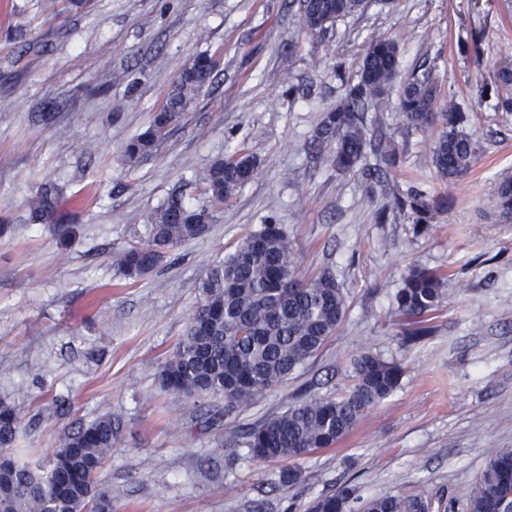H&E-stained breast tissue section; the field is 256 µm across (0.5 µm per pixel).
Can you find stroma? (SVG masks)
<instances>
[{"mask_svg": "<svg viewBox=\"0 0 512 512\" xmlns=\"http://www.w3.org/2000/svg\"><path fill=\"white\" fill-rule=\"evenodd\" d=\"M380 36L397 39L401 75L429 67L441 95L475 111L464 131L478 159L453 186L432 164L442 124H409L396 85L378 131L397 161L380 181L363 174L372 154L345 172L333 147H311ZM200 52L216 63L212 85L148 159L126 164L125 143ZM507 64L512 0H366L322 34L300 0H0V398L22 419L19 455L47 467L65 434L108 413L119 433L98 483L112 512H306L348 479L364 498L404 489L465 512L489 458L512 448V221L491 218L512 173V112L495 106L512 98L496 82ZM236 145L259 167L209 233L122 277L115 257L145 241L146 215ZM46 180L76 231L65 250L51 223L28 220ZM412 189L451 195L430 231L393 204ZM269 222L286 230L298 276L331 270L346 315L287 381L228 418L223 398L163 390L159 374L203 272ZM416 268L448 286L438 310L409 319L394 294ZM364 353L399 365V386L342 442L295 461L296 485L282 486V463L234 447L242 427L289 404L347 394Z\"/></svg>", "mask_w": 512, "mask_h": 512, "instance_id": "1", "label": "stroma"}]
</instances>
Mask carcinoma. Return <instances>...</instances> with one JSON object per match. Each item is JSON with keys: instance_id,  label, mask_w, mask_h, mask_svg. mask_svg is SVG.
<instances>
[{"instance_id": "cac0c4a2", "label": "carcinoma", "mask_w": 512, "mask_h": 512, "mask_svg": "<svg viewBox=\"0 0 512 512\" xmlns=\"http://www.w3.org/2000/svg\"><path fill=\"white\" fill-rule=\"evenodd\" d=\"M365 0H301L306 26L324 33L336 20L364 9ZM398 42L387 37L371 41L362 58L356 83L349 86L336 109L321 121L316 138L336 144L334 163L351 170L371 149L390 163L394 153L382 138L370 133L366 112L387 106L391 84L399 72ZM212 58L197 55L182 71L166 104L153 122L124 146L125 161L135 165L156 150L182 113L212 80ZM399 106L415 128L424 130L437 118L456 126L467 121L453 100L438 102L430 72L414 71L402 83ZM476 160L471 140L456 131L442 133L434 144L433 164L443 180L464 175ZM257 159L242 149L218 157L195 179L174 188L167 199L146 216L148 240L122 251L119 272L138 279L151 272L167 251L179 243L204 236L218 208L249 182ZM61 202L58 186L47 182L30 200V218L56 217ZM399 209L415 215L421 231L428 221L449 209L450 198L430 197L412 190L395 197ZM499 217H512V178L499 181ZM296 261L287 232L279 224H265L246 236L224 261L209 266L197 288L200 305L186 336L165 361L163 389L189 398L224 397V414L246 409L254 399L278 386L335 333L346 313V298L329 270L304 279L295 277ZM448 277L415 270L394 295L398 312L421 317L442 302ZM357 382L338 398H307L273 417L244 427L233 443L249 449L251 458L288 462L345 438L364 414L397 387L401 369L366 353L355 362ZM20 425L16 407L0 399V512H112V498L96 486L95 475L112 450L117 427L112 415H102L65 435L52 452L44 471L13 452ZM512 502V448H500L489 460L466 503V512H502ZM455 512V503L438 505L405 491L366 499L350 481L320 495L309 512Z\"/></svg>"}]
</instances>
